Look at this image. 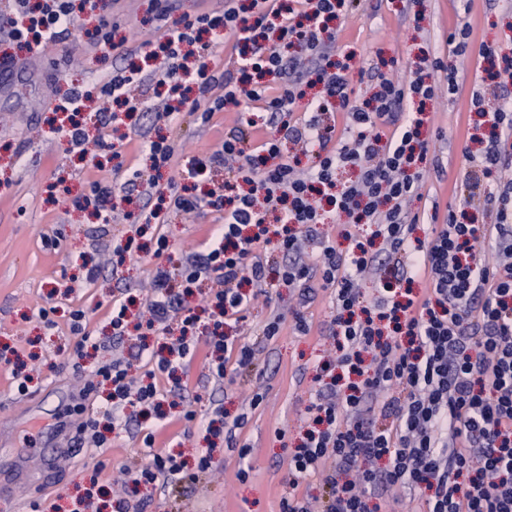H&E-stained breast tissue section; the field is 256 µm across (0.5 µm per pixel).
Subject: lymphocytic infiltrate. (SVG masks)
Segmentation results:
<instances>
[{"instance_id":"lymphocytic-infiltrate-1","label":"lymphocytic infiltrate","mask_w":512,"mask_h":512,"mask_svg":"<svg viewBox=\"0 0 512 512\" xmlns=\"http://www.w3.org/2000/svg\"><path fill=\"white\" fill-rule=\"evenodd\" d=\"M7 37L30 53L68 35L83 10L97 0H14ZM346 0H251L250 10L224 0L218 14L183 16L154 43L157 66L114 71L98 91L71 90L60 109V132L84 149L89 136L83 114L95 99L101 123L114 107L138 108L134 86H166L159 117L175 121L189 93L202 102V122L227 106L239 108L245 131L225 136L212 152L193 157L185 176L224 172L204 195L190 193L182 177H169L164 191L145 180L156 198L147 215L160 224L168 211L220 212L208 242L176 259L158 236L152 294L146 303L147 330L171 337L168 355L142 342L127 354L101 363L85 379L82 395L107 386L106 413L128 429L143 407L158 405L165 393L158 380L188 369L195 346L189 329L206 322L211 331L208 370L223 381L228 370L249 368L255 352L229 338L224 325L247 319L251 297L243 284L267 286L262 252L285 258L278 279L311 302L315 288L329 290L335 316L334 348L316 366L319 387L306 413L308 429L288 459L293 480L317 478L325 491L323 512H377L372 499H396L403 489L419 493L425 512H512V95L496 104L474 94L473 104L491 129L482 149L461 150L469 194L445 214L411 210L421 199L423 168L430 153L422 115L440 92L459 91L456 68L433 59L429 70L412 71L408 84L372 69L370 97L354 98L348 67L336 61L338 32L328 27ZM218 30L231 42L237 74L217 73L208 52L186 63L184 45L201 32ZM447 70V84L434 74ZM304 107L309 117L293 115ZM346 111L343 129L326 123L336 107ZM318 144L313 165L284 156V142ZM357 169L351 183H339L338 169ZM346 214L336 250L320 230L326 206ZM493 212L491 224L475 223L469 209ZM369 234H359V227ZM394 264L401 275L381 281L379 295L364 302L361 278ZM191 286L215 284L204 313H197L172 280ZM426 291H416L417 283ZM140 368L147 383L134 380ZM388 425L377 426L373 413ZM143 461L119 472L130 492L162 481L194 484L215 469L211 452L186 460L172 448L155 447V430L141 428Z\"/></svg>"}]
</instances>
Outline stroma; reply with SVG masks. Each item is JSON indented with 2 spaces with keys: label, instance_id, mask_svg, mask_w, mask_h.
Here are the masks:
<instances>
[{
  "label": "stroma",
  "instance_id": "35a3bbf8",
  "mask_svg": "<svg viewBox=\"0 0 512 512\" xmlns=\"http://www.w3.org/2000/svg\"><path fill=\"white\" fill-rule=\"evenodd\" d=\"M106 22L124 37L121 49H113L104 37H89V30ZM464 21L474 27L476 43L512 53V0H357L337 21L341 29L339 55L351 56V86L368 96L369 68L383 66L400 81L408 82L410 69L419 58H441L445 64H462L460 89L454 98L439 96L427 110L426 132L431 135V154L445 169L444 175L427 170L423 197L415 209L431 206L439 211L459 205L465 193L458 156L470 123V97L476 81L475 58L457 61L447 43L449 32ZM158 23L150 0H99L94 16H81L71 36L47 45L33 59L18 57L0 68V347L9 346L20 356L35 354L43 372L37 385L24 395L11 383L10 367L0 360V480L9 479L16 460L25 449L23 435H42L45 450L71 448L61 432L74 421L77 408L102 417L99 399L80 398L76 373L69 358L77 340L70 327L71 310L83 309L87 329L95 341L112 343L108 314L112 299H132V313H140L153 265L148 256L125 259L116 267H104L98 279L82 282L83 262L98 263L102 249L133 234L130 222H105L103 218L75 209L70 200L97 180L120 185L133 170L146 169L144 145L156 134L176 142L173 171L184 170L188 160L205 154L238 129V112L215 113L201 123L196 112L183 109L176 124L158 120L141 111L133 119L101 126L88 116L91 137L104 141L96 159L80 158L54 122V108L71 88L98 90L113 71L132 65L150 71L143 59L145 41L158 35ZM126 136L121 159H114L110 145ZM218 212L206 209L192 217L169 213L164 223L152 225L151 234L167 237L175 253L192 252L208 241ZM269 300H257L240 332L255 349L250 369L217 383L204 367L205 347H198L188 371V383L175 392V408L169 409L155 445H180L186 456L211 449L221 475L204 477L194 485L165 491L163 487L141 490L139 512H280L289 492L322 497L318 480L290 487L288 457L303 430V415L314 394L316 358L333 348L329 334L334 310L329 294L317 290L315 300L304 307L308 334L293 328L296 307L293 289L276 286ZM55 307L54 327L38 316L42 307ZM285 317L273 340H265L263 328L272 311ZM264 399L248 423L236 433V446L224 438L206 436L186 422L182 411L204 413L216 406L236 411L253 391ZM285 439H278V431ZM249 444L251 452L239 459L237 445ZM60 457L43 482L39 495L30 486H17L11 497H0V512H31L33 502L58 505L69 512L72 497L81 493L93 472L89 448L71 449ZM249 477L239 481V468Z\"/></svg>",
  "mask_w": 512,
  "mask_h": 512
}]
</instances>
